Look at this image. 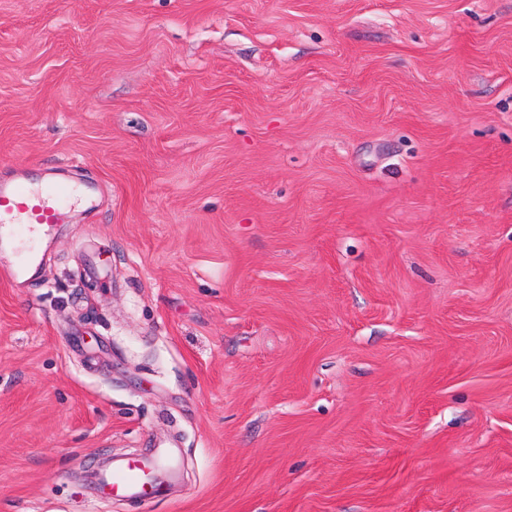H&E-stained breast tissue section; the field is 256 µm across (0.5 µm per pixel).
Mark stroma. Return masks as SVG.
Masks as SVG:
<instances>
[{"label": "stroma", "mask_w": 512, "mask_h": 512, "mask_svg": "<svg viewBox=\"0 0 512 512\" xmlns=\"http://www.w3.org/2000/svg\"><path fill=\"white\" fill-rule=\"evenodd\" d=\"M57 171L0 512H512V0H0V180ZM167 451H159L150 458L128 459L113 466L101 480V492L108 498H151L163 493V482L158 472L169 463Z\"/></svg>", "instance_id": "1"}]
</instances>
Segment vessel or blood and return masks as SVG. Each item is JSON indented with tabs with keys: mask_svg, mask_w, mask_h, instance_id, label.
<instances>
[{
	"mask_svg": "<svg viewBox=\"0 0 512 512\" xmlns=\"http://www.w3.org/2000/svg\"><path fill=\"white\" fill-rule=\"evenodd\" d=\"M69 196L66 185L56 187L55 194L33 191L27 183H0V231L22 239L31 238L40 226L63 223L64 205ZM167 451L150 458H135L113 466L101 480V492L106 497L150 498L163 492L158 473L169 463Z\"/></svg>",
	"mask_w": 512,
	"mask_h": 512,
	"instance_id": "vessel-or-blood-1",
	"label": "vessel or blood"
}]
</instances>
